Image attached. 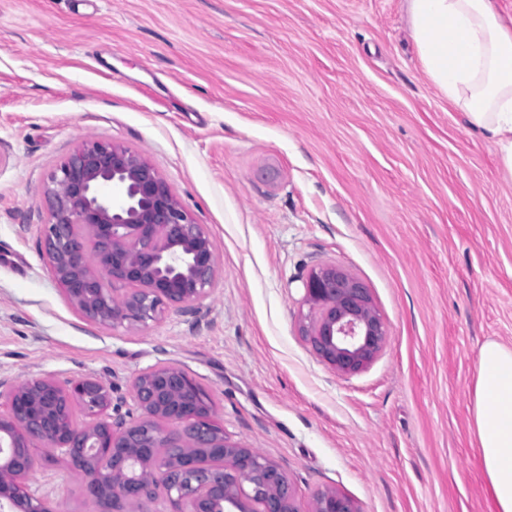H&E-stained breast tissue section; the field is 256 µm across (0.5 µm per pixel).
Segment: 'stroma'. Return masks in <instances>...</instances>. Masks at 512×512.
Returning a JSON list of instances; mask_svg holds the SVG:
<instances>
[{
    "instance_id": "35a3bbf8",
    "label": "stroma",
    "mask_w": 512,
    "mask_h": 512,
    "mask_svg": "<svg viewBox=\"0 0 512 512\" xmlns=\"http://www.w3.org/2000/svg\"><path fill=\"white\" fill-rule=\"evenodd\" d=\"M87 139L146 159L215 245L195 316L88 321L43 256L44 190ZM361 281L387 327L341 375L299 327L303 282ZM512 346V178L425 76L405 0H0V379L180 367L227 440L302 512H494L473 430L478 353ZM63 456L26 489L88 512ZM312 512H360L350 497L336 491H326L315 498Z\"/></svg>"
}]
</instances>
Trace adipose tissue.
Returning a JSON list of instances; mask_svg holds the SVG:
<instances>
[{
  "label": "adipose tissue",
  "mask_w": 512,
  "mask_h": 512,
  "mask_svg": "<svg viewBox=\"0 0 512 512\" xmlns=\"http://www.w3.org/2000/svg\"><path fill=\"white\" fill-rule=\"evenodd\" d=\"M406 16L430 82L512 176V27L495 0H406ZM474 431L495 512H512V347L496 340L479 350Z\"/></svg>",
  "instance_id": "adipose-tissue-1"
}]
</instances>
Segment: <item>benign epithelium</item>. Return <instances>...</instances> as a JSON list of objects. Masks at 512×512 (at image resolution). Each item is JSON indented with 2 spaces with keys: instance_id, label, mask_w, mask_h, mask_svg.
<instances>
[{
  "instance_id": "7a95c632",
  "label": "benign epithelium",
  "mask_w": 512,
  "mask_h": 512,
  "mask_svg": "<svg viewBox=\"0 0 512 512\" xmlns=\"http://www.w3.org/2000/svg\"><path fill=\"white\" fill-rule=\"evenodd\" d=\"M108 183L124 188V205L114 207L100 193ZM45 194L48 266L87 320L114 328L145 323L170 307L193 313L207 296L214 243L139 154L88 139L55 169ZM107 277L120 288H109ZM303 287L311 313L301 335L316 356L341 375L367 367L387 338L368 289L334 266L312 270ZM132 389L136 416L128 420L120 414L123 400L93 376L1 380L0 512H51L44 498L20 492L38 446L62 452L86 477L85 499L114 512H143L158 501L167 512H302L288 475L226 440L208 394L183 369L149 367ZM312 512L359 509L326 491Z\"/></svg>"
}]
</instances>
